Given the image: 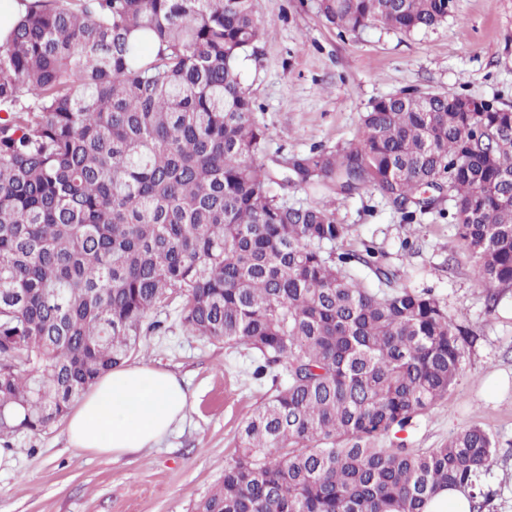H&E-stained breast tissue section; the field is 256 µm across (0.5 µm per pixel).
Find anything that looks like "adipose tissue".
I'll list each match as a JSON object with an SVG mask.
<instances>
[{
	"mask_svg": "<svg viewBox=\"0 0 512 512\" xmlns=\"http://www.w3.org/2000/svg\"><path fill=\"white\" fill-rule=\"evenodd\" d=\"M188 393L173 374L134 363L100 377L67 421L72 447L124 455L157 445L187 417Z\"/></svg>",
	"mask_w": 512,
	"mask_h": 512,
	"instance_id": "ef3b65f1",
	"label": "adipose tissue"
}]
</instances>
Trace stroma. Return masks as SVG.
I'll return each instance as SVG.
<instances>
[{"label":"stroma","instance_id":"obj_1","mask_svg":"<svg viewBox=\"0 0 512 512\" xmlns=\"http://www.w3.org/2000/svg\"><path fill=\"white\" fill-rule=\"evenodd\" d=\"M270 35L245 78L267 133L266 165L314 146L343 147L357 135L372 100L408 89L466 93L512 106V0H455L448 20L405 34L372 27L339 35L319 0H259ZM326 202L347 227L336 252L370 244L394 272L380 282L365 265L350 272L367 287L428 290L469 333L462 370L448 393L411 430L381 440L384 448H437L479 426L496 442L479 482L490 492L482 512H512V288L489 308L487 288L454 225L436 214L404 223L374 190L345 198L334 191H288V202ZM158 331L143 336L132 358L175 374L191 401L189 417L157 447L132 455L70 448L66 424L0 440V512H194L224 475L245 419L273 394L254 379L245 351L187 335L177 312L154 311Z\"/></svg>","mask_w":512,"mask_h":512}]
</instances>
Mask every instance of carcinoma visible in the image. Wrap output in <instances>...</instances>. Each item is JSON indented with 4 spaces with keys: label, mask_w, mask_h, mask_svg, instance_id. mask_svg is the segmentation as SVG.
<instances>
[{
    "label": "carcinoma",
    "mask_w": 512,
    "mask_h": 512,
    "mask_svg": "<svg viewBox=\"0 0 512 512\" xmlns=\"http://www.w3.org/2000/svg\"><path fill=\"white\" fill-rule=\"evenodd\" d=\"M341 33L434 28L453 0H320ZM258 0H28L0 45V438L41 432L127 361L180 301L193 336L241 348L274 394L195 512H423L444 487L487 498L479 427L378 448L459 376L464 331L431 293L375 291L383 254L288 189L379 192L408 224L455 225L486 288H512V107L403 90L356 138L276 168L243 77ZM448 195V208L437 207Z\"/></svg>",
    "instance_id": "obj_1"
}]
</instances>
